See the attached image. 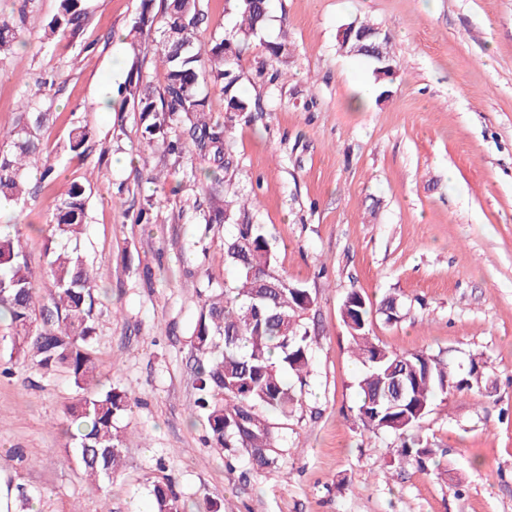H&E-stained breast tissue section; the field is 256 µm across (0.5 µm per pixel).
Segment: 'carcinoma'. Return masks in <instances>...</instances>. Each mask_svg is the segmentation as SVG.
<instances>
[{
  "mask_svg": "<svg viewBox=\"0 0 512 512\" xmlns=\"http://www.w3.org/2000/svg\"><path fill=\"white\" fill-rule=\"evenodd\" d=\"M59 12L49 23L51 36L60 40L75 35L85 14L80 0H59ZM153 0H141L132 29L152 31ZM237 32L254 36L265 24L268 0H238ZM199 0H166L164 24L156 56L167 78L157 92L143 83L141 72L131 65L119 90L120 108L130 105L147 121L143 138L152 143L160 137L173 153L182 152L191 140L199 152L220 147L228 129L207 121L201 81L208 79L221 91L234 88L233 69L240 61L241 41L217 39L198 47L193 31L199 22ZM23 33L0 21V55L14 50ZM29 99L14 127L0 129V201L17 203L25 198L24 171L30 158L40 152L38 130L47 113L33 111ZM178 113L193 114L190 127L167 138ZM69 149L85 150L90 132L82 125L71 128ZM86 189L77 182L48 206L51 238L70 239L86 222ZM224 267L234 271L235 286L220 298L204 301L192 339L197 353L195 375L199 397L192 414L202 418L211 446L241 450L252 469L274 463L270 456L277 436L270 417L288 416L307 386L312 371L310 336L303 315L314 304L310 291L275 270L271 243L258 224H238L224 241ZM52 279L47 304L39 305L34 270L20 236H0V320L12 331L10 358L30 362L45 372H65L82 391L66 410L65 434L71 448L66 462H76L92 479H112L123 466L116 422L131 408V394L110 387L86 393L95 381L92 352L95 335L97 273L78 249L54 253L49 263ZM341 312L361 368L358 380V415L372 431L404 433L419 426L434 401L448 390L450 372L432 356L397 353L373 342L369 336L370 309L355 291L343 301ZM403 374L408 398L394 409L388 400L395 373ZM396 453L414 455L423 462L432 450L421 441L403 442ZM154 512H179L178 496L168 481L152 484Z\"/></svg>",
  "mask_w": 512,
  "mask_h": 512,
  "instance_id": "1",
  "label": "carcinoma"
}]
</instances>
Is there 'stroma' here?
I'll return each instance as SVG.
<instances>
[{"mask_svg":"<svg viewBox=\"0 0 512 512\" xmlns=\"http://www.w3.org/2000/svg\"><path fill=\"white\" fill-rule=\"evenodd\" d=\"M59 0H0L26 44L0 56V124L20 100L49 116L39 135L53 177L28 182V201L0 203L48 295L47 205L71 183L87 187L76 246L98 270L94 357L101 388L135 398L118 422L124 465L88 480L65 460L63 411L77 391L62 373L0 371V512H152L150 485L167 478L181 512H512V0H269L264 27L245 46L231 112L203 85L212 122L230 127L234 165L202 183L197 152L146 144L118 100L131 65L159 89L158 32L133 36L141 0H81L76 36L46 39ZM237 0H200L196 44L233 34ZM366 19L387 32L393 78L339 50L342 29ZM287 39L286 59L266 43ZM282 79H275V72ZM362 107L353 102L364 89ZM91 131L69 149L72 125ZM256 198L248 215L204 220L212 201ZM148 219L137 222L141 208ZM262 225L278 272L315 303L305 319L313 372L288 417L274 418L275 466L242 478L226 467L190 408L199 311L231 275L224 241ZM371 305L396 298L401 317L373 313L375 343L424 352L454 379H479L438 397L415 433L433 448L426 465L395 454L401 436L373 434L358 416L359 366L340 314L350 291Z\"/></svg>","mask_w":512,"mask_h":512,"instance_id":"1","label":"stroma"}]
</instances>
